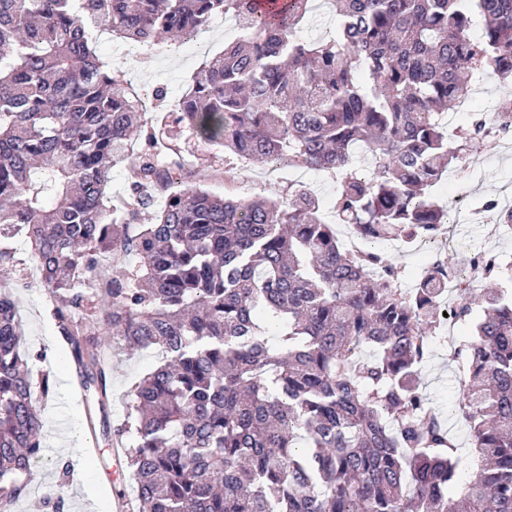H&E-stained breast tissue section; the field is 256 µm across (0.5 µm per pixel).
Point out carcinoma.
Returning <instances> with one entry per match:
<instances>
[{"instance_id": "cac0c4a2", "label": "carcinoma", "mask_w": 512, "mask_h": 512, "mask_svg": "<svg viewBox=\"0 0 512 512\" xmlns=\"http://www.w3.org/2000/svg\"><path fill=\"white\" fill-rule=\"evenodd\" d=\"M331 34L303 36L313 0L269 15L255 0H0V238L30 242L77 381L106 393L100 326L160 361L130 390L122 426L138 512H512V289L459 283L456 414L422 392L443 262L416 287L373 243L437 237L426 190L462 169L512 102L448 135L474 76L512 82V0H327ZM230 15L241 37L171 105L187 138L232 160L336 175V222L298 188L280 204L191 184L180 145L138 123L146 102L104 68L91 29L143 45ZM481 33L472 34L473 16ZM372 159L369 172L356 160ZM128 162L115 206L112 168ZM167 192L154 222L130 221ZM138 265L112 276L102 263ZM108 298L93 304L98 294ZM11 295L0 294V509L43 459V402Z\"/></svg>"}]
</instances>
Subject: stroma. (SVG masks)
Wrapping results in <instances>:
<instances>
[{
	"label": "stroma",
	"instance_id": "35a3bbf8",
	"mask_svg": "<svg viewBox=\"0 0 512 512\" xmlns=\"http://www.w3.org/2000/svg\"><path fill=\"white\" fill-rule=\"evenodd\" d=\"M236 35L234 29L217 28L205 37L203 47L184 43L163 54L105 31L94 32L93 38L105 65L122 71L125 79L132 81L136 93L149 94L161 87L168 99L174 100L188 89L197 69L222 52L225 43ZM511 95L512 88L486 79L478 92L469 95L466 106L455 110L456 124H466L473 114L491 112ZM189 149L198 159L195 183L221 196L264 197L284 202L289 193L302 186L325 209L331 207L336 196V180L326 172L292 167L283 160L260 167L246 166L236 174L220 176L216 170L223 167L224 157L216 148L193 143ZM509 182L512 138H505L488 144L459 179L441 180L434 195L451 213L462 204L476 208L486 201L500 199L512 208V198L503 197V188ZM9 244L15 252V262L8 271H0V288L14 295L19 303L25 348L47 355L46 362L34 363V372L48 369L54 375V395L43 412L45 460L32 474L30 496L18 501L12 512H47L44 496L58 492L69 500L71 512H113L118 491L133 494L134 482L126 457L114 456L112 442L105 440L95 426L104 418L113 426L121 423L131 386L156 364L158 354L153 350L132 354L114 348L107 374L108 407L99 411L97 404L87 400L73 383L70 352L57 334L50 299L40 280L31 275L34 260L30 244L20 237L10 239ZM385 250L402 268L400 287L409 290L416 284V274L430 259L437 257L452 267L464 269L472 251L512 253V235L488 236L485 225L475 222L448 223L434 242L414 249L392 242ZM422 374L424 392L431 405L447 413L451 435L459 443H466L467 429L451 412L458 391L455 367L449 364L447 352H435L425 362Z\"/></svg>",
	"mask_w": 512,
	"mask_h": 512
}]
</instances>
